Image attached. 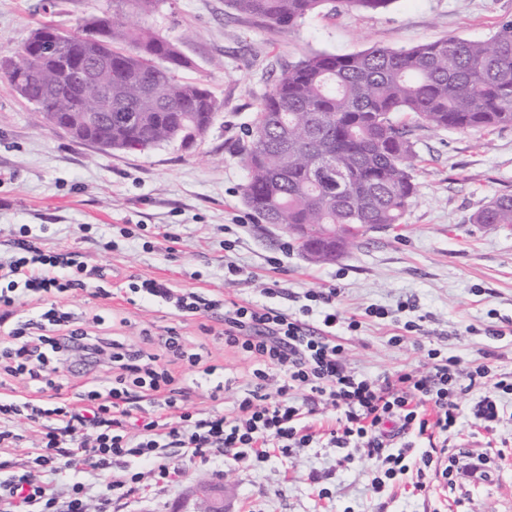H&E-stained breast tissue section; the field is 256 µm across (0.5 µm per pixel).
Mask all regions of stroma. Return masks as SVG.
Masks as SVG:
<instances>
[{
    "label": "stroma",
    "instance_id": "35a3bbf8",
    "mask_svg": "<svg viewBox=\"0 0 512 512\" xmlns=\"http://www.w3.org/2000/svg\"><path fill=\"white\" fill-rule=\"evenodd\" d=\"M112 10V0H0V58L40 26L71 32ZM510 17L512 0H394L378 12L321 8L285 31L239 14L226 0H161L139 26L174 42L193 62L180 78L205 84L222 103L189 149L171 142L125 154L73 140L48 127L0 74V255L26 232L45 248L78 252L89 266L104 268L113 290L147 276L281 308L291 307V295L334 287L344 315L362 318L357 331H336L343 360L358 375L374 379L425 365L432 349L510 372L512 225L476 224L472 217L493 197L512 194V127L486 133L414 124L418 194L403 224L367 231L327 262L308 259L294 232L260 223L246 207L242 155L260 100L305 54L410 48L450 36L484 41ZM166 231L176 234L174 245L163 240ZM236 236L239 247L225 254V240ZM228 256L243 269L233 282L224 279ZM274 257L280 267L271 266ZM67 302L83 320L124 313L119 338L134 347L142 346L144 331L158 337L178 327L186 349L215 366V380L226 386L223 401L195 389L186 404L236 413L253 362L223 337L204 334L200 319L180 323L157 306L80 290ZM403 302L411 308L401 313ZM371 305L388 317H365ZM408 320L420 332L404 333ZM460 423L462 451L485 460L483 477L464 467L454 484L435 478L422 490L411 474L377 492L375 462L365 449L312 444L269 459L186 458L167 481L145 468L126 495L95 486L85 512H176L196 503L197 487L215 479L224 482V512H512V397L503 402L495 436L476 433L469 410H461ZM14 431L19 443L0 453V477L30 471L26 452L41 437L40 427L22 417Z\"/></svg>",
    "mask_w": 512,
    "mask_h": 512
}]
</instances>
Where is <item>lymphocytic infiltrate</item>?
<instances>
[{
	"instance_id": "lymphocytic-infiltrate-1",
	"label": "lymphocytic infiltrate",
	"mask_w": 512,
	"mask_h": 512,
	"mask_svg": "<svg viewBox=\"0 0 512 512\" xmlns=\"http://www.w3.org/2000/svg\"><path fill=\"white\" fill-rule=\"evenodd\" d=\"M15 247L14 255L0 259V327L7 329L0 336V377L29 376L37 382L39 396L0 394V447L14 444L16 418L38 424L42 437L31 460L45 472L68 470L69 512H83L88 476L124 495L139 479L132 470L139 463L150 464L167 479L178 473V462L186 457L214 453L264 458L272 449L284 454L314 442L367 449L390 480L411 472L422 480L432 470L451 481L459 472L462 397L470 396L475 423L491 433L501 421L502 395H512V373L494 375L486 364L436 352L422 370L410 367L375 379L350 371L335 331L342 325L357 330L360 322L337 308L334 288L307 290L303 304L289 312L175 288L154 278H133L128 284L131 293L174 316H220L225 345L255 364L236 416L181 407L178 396L200 386L204 377L215 373V366L187 352L174 329L165 341L148 335L144 347L132 349L117 339L114 324L103 317L78 321L62 301L92 280L97 283L96 297L111 298L102 284V269L87 267L76 253L43 249L34 239H18ZM49 294L56 301L46 310L42 303ZM32 303L38 306L34 317H16L17 307ZM106 352L117 371L111 384L91 379L75 401L56 399L58 370L51 360L78 359L91 377ZM274 368L283 379L272 396L266 386ZM148 399L177 408V415H142L141 403ZM319 403L336 412L335 426L321 432L309 422ZM437 435L440 447L414 456L413 440ZM52 507L47 485L34 482L30 474L0 480V512H52Z\"/></svg>"
}]
</instances>
